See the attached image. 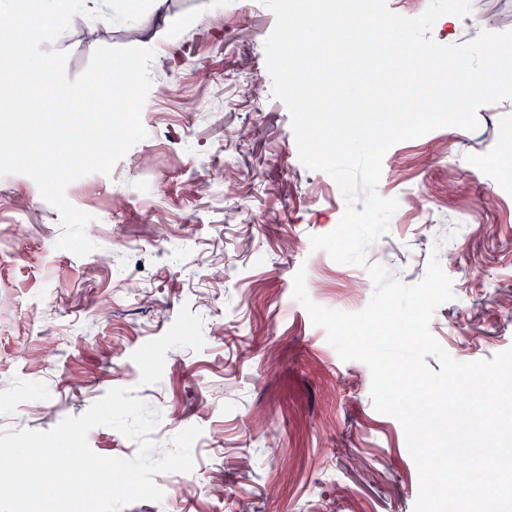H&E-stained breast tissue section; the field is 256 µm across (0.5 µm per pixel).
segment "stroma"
Instances as JSON below:
<instances>
[{
	"label": "stroma",
	"mask_w": 512,
	"mask_h": 512,
	"mask_svg": "<svg viewBox=\"0 0 512 512\" xmlns=\"http://www.w3.org/2000/svg\"><path fill=\"white\" fill-rule=\"evenodd\" d=\"M163 13L101 22L91 41L74 21L55 42L71 79L100 46L155 52L146 138L65 190L90 216L94 251L57 248L58 209L29 176L0 175V433L50 431L124 388L161 414L154 458L200 427L191 455L206 491L121 512H414L418 470L400 422L375 409L368 367L342 361L293 296L301 269L309 298L344 312L363 310L374 286L365 268L310 247L345 202L301 162L272 95L273 12L262 0H166ZM469 17L432 38L512 31V0H472ZM183 18L169 43L165 20ZM477 117L475 130L442 127L386 152L377 191L404 205L367 252L406 284L438 253L454 298L430 331L459 362L512 349V177L491 164L512 151V99ZM118 242L133 249L117 265ZM134 282L150 303L119 298ZM87 441L104 457L138 452L108 426Z\"/></svg>",
	"instance_id": "obj_1"
}]
</instances>
